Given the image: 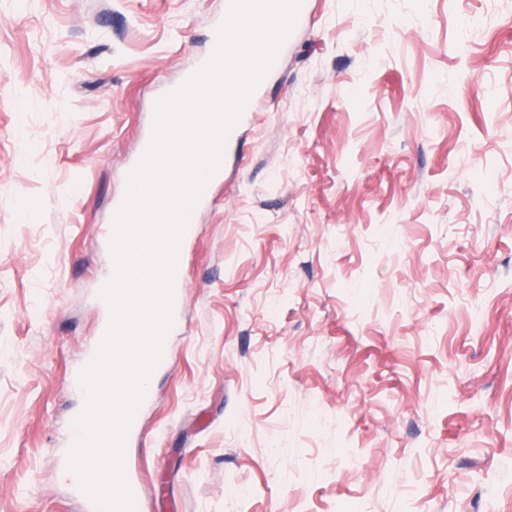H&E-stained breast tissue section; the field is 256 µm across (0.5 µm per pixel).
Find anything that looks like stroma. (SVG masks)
I'll list each match as a JSON object with an SVG mask.
<instances>
[{"label":"stroma","mask_w":512,"mask_h":512,"mask_svg":"<svg viewBox=\"0 0 512 512\" xmlns=\"http://www.w3.org/2000/svg\"><path fill=\"white\" fill-rule=\"evenodd\" d=\"M225 0H0V512L64 463L101 236ZM192 207L137 512H512V0H300Z\"/></svg>","instance_id":"35a3bbf8"}]
</instances>
